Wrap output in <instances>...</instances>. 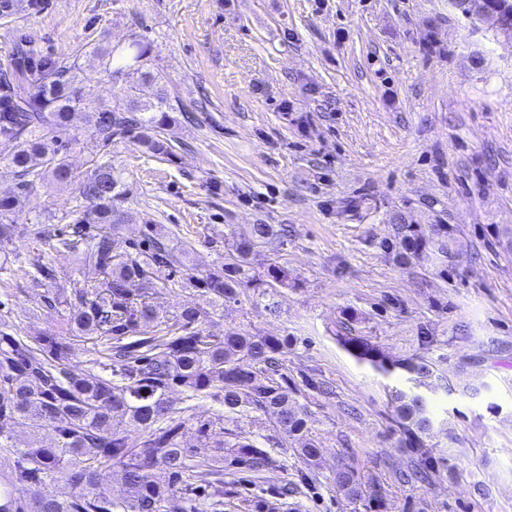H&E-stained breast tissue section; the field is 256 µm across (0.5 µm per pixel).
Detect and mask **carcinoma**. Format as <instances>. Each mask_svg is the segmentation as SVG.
Here are the masks:
<instances>
[{
  "instance_id": "1",
  "label": "carcinoma",
  "mask_w": 512,
  "mask_h": 512,
  "mask_svg": "<svg viewBox=\"0 0 512 512\" xmlns=\"http://www.w3.org/2000/svg\"><path fill=\"white\" fill-rule=\"evenodd\" d=\"M148 43L134 36L120 48L95 46L90 60L112 80L126 86L125 98L88 109L81 94L84 66L41 57L27 58L26 90L0 76V142L13 145L4 158L17 179V190H31L51 175L77 184L79 204L68 236L58 245L70 249L87 241L83 260L103 275L102 281L74 290L68 303L67 331L73 338L101 343L110 376L80 375L65 364L70 344L63 336L30 340L0 333V420L29 428L26 448H11L0 433V448L14 453L10 473L0 481V512H200L199 500L212 499V512H224V465L247 467L259 479L276 469V460L258 443L243 439L224 442V417L199 424L197 444L183 443L187 419L168 399L174 386L189 400L211 398L225 411L243 415L260 411L273 419L278 439L298 441L296 452L308 470L319 466L321 448L309 437L304 407L288 394L289 379L281 359L288 339L247 333L211 336L197 329L205 311L196 302L180 305L173 323L157 330L150 303L155 272L176 262L172 249L160 240L147 251L118 253L115 241L127 221V196L122 170L98 164L83 180L66 163L69 142L56 135L77 112L88 120L107 148L127 138L148 152L173 155L167 131L175 112L166 75L151 65ZM154 88L143 97L142 88ZM16 190L0 192V241L12 235ZM396 260L400 263L446 259L452 238L448 227L436 224L426 236L415 224H400ZM275 235L271 224H254L236 243V255L222 269L198 279L201 295L211 307L237 300L254 283L248 260L254 246ZM338 342L356 360L385 374H406L407 387L392 396L399 443L423 457L407 481L424 483L445 457L426 455L425 439L434 428L429 392L436 378L433 365L422 358L390 359L366 336H339ZM144 432L129 443V428ZM209 468L206 492L194 484V472ZM168 475L155 480L154 469ZM61 485L56 494L43 486ZM336 492L350 502L363 498L364 477L348 465L332 478ZM122 484L124 502L112 499V483Z\"/></svg>"
}]
</instances>
